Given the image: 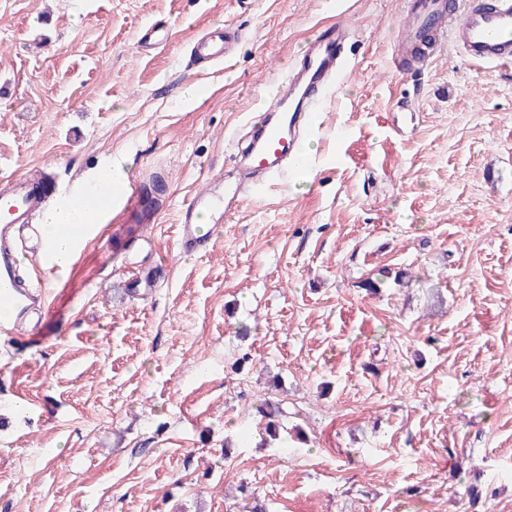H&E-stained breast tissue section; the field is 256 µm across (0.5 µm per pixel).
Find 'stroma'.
I'll return each instance as SVG.
<instances>
[{"mask_svg":"<svg viewBox=\"0 0 512 512\" xmlns=\"http://www.w3.org/2000/svg\"><path fill=\"white\" fill-rule=\"evenodd\" d=\"M409 2L0 0V174L49 175L53 207L112 164L156 214L42 269L63 314L0 339V512H512V69L449 42L416 71ZM339 19L311 174L181 252L180 208L242 181L247 122ZM218 22L231 59L191 65Z\"/></svg>","mask_w":512,"mask_h":512,"instance_id":"35a3bbf8","label":"stroma"}]
</instances>
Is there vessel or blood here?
<instances>
[{
  "instance_id": "b4317fda",
  "label": "vessel or blood",
  "mask_w": 512,
  "mask_h": 512,
  "mask_svg": "<svg viewBox=\"0 0 512 512\" xmlns=\"http://www.w3.org/2000/svg\"><path fill=\"white\" fill-rule=\"evenodd\" d=\"M411 39H425L419 57L427 62L437 47L452 42L463 56L477 66H512V0H460L455 11H447L444 0H411ZM353 39L351 28L334 22L316 34L287 75L270 93L261 117L246 133L240 154L253 174L270 178L288 169H304L308 159L298 150L311 112L331 95L341 73L350 62L346 52ZM232 33L226 27H212L199 38L192 53L197 60L221 63L231 56ZM0 188V334L20 336L24 327H37L54 311L49 290H27L16 284V252L25 245L44 264L53 262V243L41 225L31 223L34 210L43 203L37 182L8 176ZM241 189L216 195L206 190L191 196L181 208L179 248L193 253L201 246L198 216L207 212L216 219L237 209ZM141 189L131 180L116 186L96 206L90 224L66 228L77 249H84L97 237V221L113 213L132 224L137 220Z\"/></svg>"
}]
</instances>
